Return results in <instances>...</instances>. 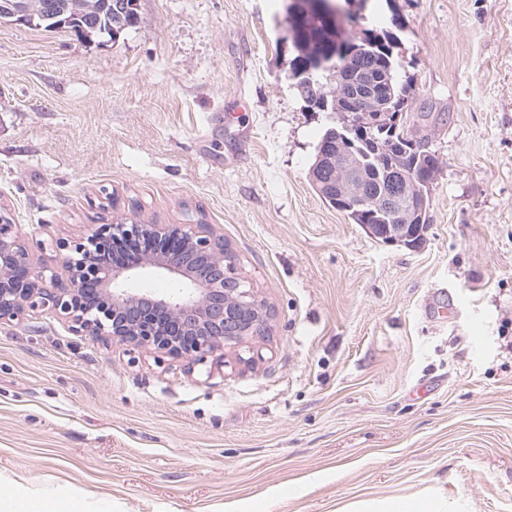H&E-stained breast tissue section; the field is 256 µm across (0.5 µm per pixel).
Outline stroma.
Listing matches in <instances>:
<instances>
[{"instance_id": "35a3bbf8", "label": "stroma", "mask_w": 512, "mask_h": 512, "mask_svg": "<svg viewBox=\"0 0 512 512\" xmlns=\"http://www.w3.org/2000/svg\"><path fill=\"white\" fill-rule=\"evenodd\" d=\"M288 0H139L116 40L0 24V204L38 261L100 216L210 225L272 318L191 366L43 314L0 326V486L68 512H512V0H345L390 29L442 166L427 241L313 190L332 118L292 84ZM447 288L454 318L425 316ZM448 505L438 498L429 499H390L365 501L348 512H447Z\"/></svg>"}]
</instances>
